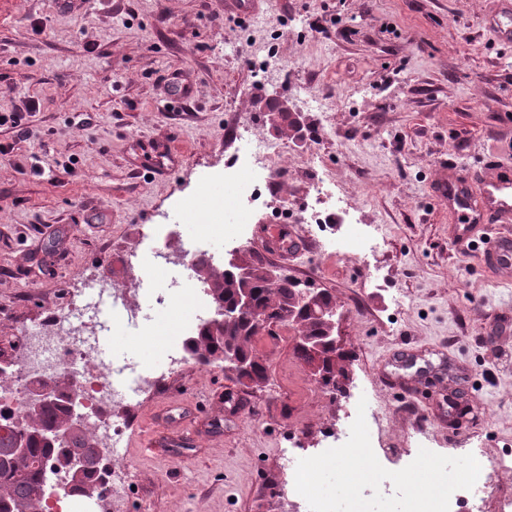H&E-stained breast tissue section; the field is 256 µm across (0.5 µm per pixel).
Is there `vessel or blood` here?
I'll return each mask as SVG.
<instances>
[{
	"label": "vessel or blood",
	"instance_id": "b4317fda",
	"mask_svg": "<svg viewBox=\"0 0 512 512\" xmlns=\"http://www.w3.org/2000/svg\"><path fill=\"white\" fill-rule=\"evenodd\" d=\"M438 200L448 205L458 222L451 228L453 240L468 246L485 240L484 264L502 281L512 280V166L499 165L492 172L463 177L455 172L443 173L436 186ZM502 225L494 237H486L489 223Z\"/></svg>",
	"mask_w": 512,
	"mask_h": 512
}]
</instances>
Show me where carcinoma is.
Segmentation results:
<instances>
[{"instance_id":"obj_1","label":"carcinoma","mask_w":512,"mask_h":512,"mask_svg":"<svg viewBox=\"0 0 512 512\" xmlns=\"http://www.w3.org/2000/svg\"><path fill=\"white\" fill-rule=\"evenodd\" d=\"M198 270L208 273L207 288L218 306L232 304L234 288L226 282L224 272L217 271L207 259H201ZM255 308L268 320L282 325L288 324V313L293 302L302 292L299 285L284 277L277 283L267 282L257 275L253 283ZM222 315L206 322L190 344L191 353L208 361L224 360V351L234 349L243 355H251L248 343L252 341L253 316L244 314L232 322H219ZM300 336H320L324 331L321 317L308 314L293 324ZM70 410L60 402L45 405L39 411L27 414L29 433L26 440L27 454L9 466L0 465V499L6 504L7 512H38L44 496L47 469H55V463L62 457L80 454L87 459V467L75 481L76 492L91 494L93 475L100 462L97 448L77 428L68 425ZM65 429L60 440L47 441L43 436L52 430Z\"/></svg>"}]
</instances>
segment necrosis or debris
Returning <instances> with one entry per match:
<instances>
[{
    "label": "necrosis or debris",
    "mask_w": 512,
    "mask_h": 512,
    "mask_svg": "<svg viewBox=\"0 0 512 512\" xmlns=\"http://www.w3.org/2000/svg\"><path fill=\"white\" fill-rule=\"evenodd\" d=\"M237 156L224 170V197L213 200L208 210L194 206L183 209L184 220L194 224L198 249H185L180 261H173L165 249H151L145 262L147 268L165 273L180 268L182 279L172 281L168 288L154 297L155 315L150 322L139 320L135 304L120 298L112 300V329L133 332L141 336L165 337L164 362L149 371L128 375L126 365L105 370L94 364V352L87 346L84 320L63 327L57 319L42 323L40 329L23 340L11 357V377L0 384V437H8L22 430L23 412L29 399L44 380L51 379L71 387L72 413L81 417L80 427L92 437L97 447L110 448L123 434L128 418L122 414L128 396H143L156 391L163 376L169 375L197 359L187 347V338L196 329L201 310L210 308L209 292L201 283L195 265L202 256V247L224 233L226 213L237 215L233 230L235 236L246 238L252 209L266 205L274 191V174L261 159V149L248 132L237 134ZM306 222L323 250L336 254L360 255L377 249L378 235L371 230L354 227L337 234L332 212L315 207L307 208ZM179 316L175 327H168L172 316ZM512 470V453L499 455L492 465L482 466L473 488V497L464 490L455 491L449 512H482L481 498L494 473Z\"/></svg>",
    "instance_id": "necrosis-or-debris-1"
}]
</instances>
